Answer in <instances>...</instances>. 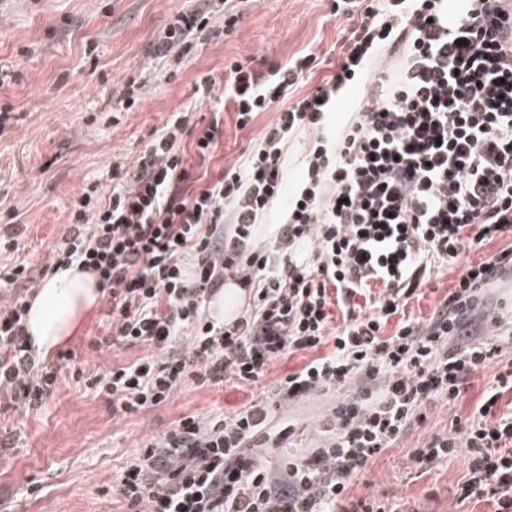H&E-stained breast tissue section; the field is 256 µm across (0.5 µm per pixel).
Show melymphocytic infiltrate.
Wrapping results in <instances>:
<instances>
[{"label": "lymphocytic infiltrate", "mask_w": 512, "mask_h": 512, "mask_svg": "<svg viewBox=\"0 0 512 512\" xmlns=\"http://www.w3.org/2000/svg\"><path fill=\"white\" fill-rule=\"evenodd\" d=\"M210 12L177 15L154 57L190 50ZM347 18L336 65L303 96L293 89L324 63L297 53L261 71L232 63L224 100L238 129L259 113L275 123L241 163L196 184L189 156L212 160L223 113L203 126L174 113L133 164L115 163L110 193L89 186L47 272L77 262L98 273L106 332L93 349L143 347L147 356L85 371L74 350L37 356L30 307L9 293L36 281L26 263L0 274V414L39 410L62 374L108 395L116 415L166 403L183 384L249 387L275 361L304 352L297 370L230 413L189 415L149 436L102 496L124 512H397L350 495L354 477L435 401L458 402L479 369L497 365L465 418L413 449L428 470L466 453L459 502L512 512V335L473 326L486 290L512 268V43H501L497 0H332ZM396 61L385 77L381 57ZM350 109L337 121L342 102ZM301 176L289 184L284 149L303 132ZM273 228L259 239L255 227ZM504 237L508 247L471 253ZM439 269L458 279L427 321L409 301ZM233 280L249 297L224 323L206 306ZM347 390L324 414L312 446L269 467L261 448L293 433L282 404Z\"/></svg>", "instance_id": "1"}]
</instances>
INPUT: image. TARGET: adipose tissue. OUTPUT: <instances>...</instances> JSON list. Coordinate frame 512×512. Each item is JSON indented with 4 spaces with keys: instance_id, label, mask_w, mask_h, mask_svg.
Masks as SVG:
<instances>
[{
    "instance_id": "obj_1",
    "label": "adipose tissue",
    "mask_w": 512,
    "mask_h": 512,
    "mask_svg": "<svg viewBox=\"0 0 512 512\" xmlns=\"http://www.w3.org/2000/svg\"><path fill=\"white\" fill-rule=\"evenodd\" d=\"M102 291L94 274L73 266L49 276L31 299L25 328L40 356L57 349L99 302Z\"/></svg>"
}]
</instances>
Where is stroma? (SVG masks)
<instances>
[{
	"mask_svg": "<svg viewBox=\"0 0 512 512\" xmlns=\"http://www.w3.org/2000/svg\"><path fill=\"white\" fill-rule=\"evenodd\" d=\"M196 6V0H0V70L8 74L0 111L9 114L0 132V226L25 227L18 252L0 255V269L13 259L41 269L52 248L63 245L85 189L98 184L110 190L113 164L133 162L174 112L190 110L192 121L205 123L223 109L224 138L213 164L243 158L276 114L261 113L247 129L236 128L233 107L220 105L228 65L264 69L308 49L324 54L341 45L347 24L331 17L328 0H243L234 31L223 32L219 10L198 32L192 51L154 60L168 22ZM206 75L215 84L203 97L197 80ZM132 80L141 84L143 97L126 109L117 93ZM105 313L102 302L88 311L66 345L91 368L108 371L144 350L91 351L90 337L100 333ZM302 364L298 355L277 361L262 385L250 389L186 384L167 403L127 416L113 415L106 396L63 376L42 411L0 416V432L15 438L8 462L0 464V512H123L122 503L99 497L98 490L116 482L148 436L190 414L240 408ZM491 375L488 368L475 372L458 403H433L423 425L408 430L355 479L351 495L399 502L400 512H451L467 471L465 455L421 475L410 451L446 434L455 416H466ZM344 397L332 391L283 405L282 414L299 422L292 449L309 446L320 416Z\"/></svg>",
	"mask_w": 512,
	"mask_h": 512,
	"instance_id": "stroma-1",
	"label": "stroma"
}]
</instances>
